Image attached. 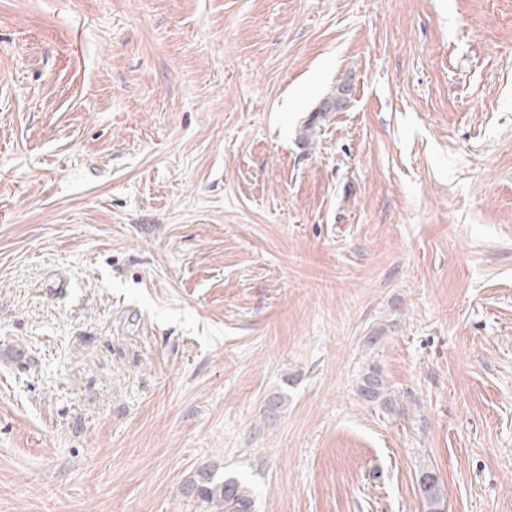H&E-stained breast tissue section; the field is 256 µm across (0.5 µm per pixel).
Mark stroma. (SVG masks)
Instances as JSON below:
<instances>
[{"label":"stroma","mask_w":512,"mask_h":512,"mask_svg":"<svg viewBox=\"0 0 512 512\" xmlns=\"http://www.w3.org/2000/svg\"><path fill=\"white\" fill-rule=\"evenodd\" d=\"M203 468L512 512V0H0V512ZM357 392L366 402L394 412L397 406L391 386L376 366H370L359 378ZM419 486L429 512H441L444 500L443 485L435 471L426 468L420 471Z\"/></svg>","instance_id":"obj_1"}]
</instances>
